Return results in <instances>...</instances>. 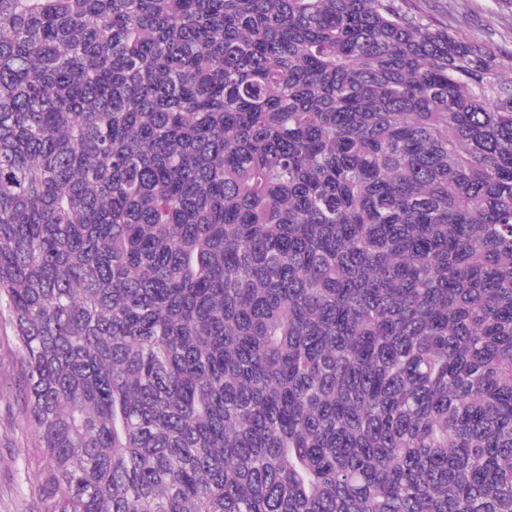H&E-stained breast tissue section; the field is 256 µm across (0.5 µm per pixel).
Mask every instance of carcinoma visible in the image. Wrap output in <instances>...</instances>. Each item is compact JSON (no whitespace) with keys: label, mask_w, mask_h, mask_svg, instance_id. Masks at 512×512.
Here are the masks:
<instances>
[{"label":"carcinoma","mask_w":512,"mask_h":512,"mask_svg":"<svg viewBox=\"0 0 512 512\" xmlns=\"http://www.w3.org/2000/svg\"><path fill=\"white\" fill-rule=\"evenodd\" d=\"M0 309L40 512H512V85L414 0H0Z\"/></svg>","instance_id":"1"}]
</instances>
